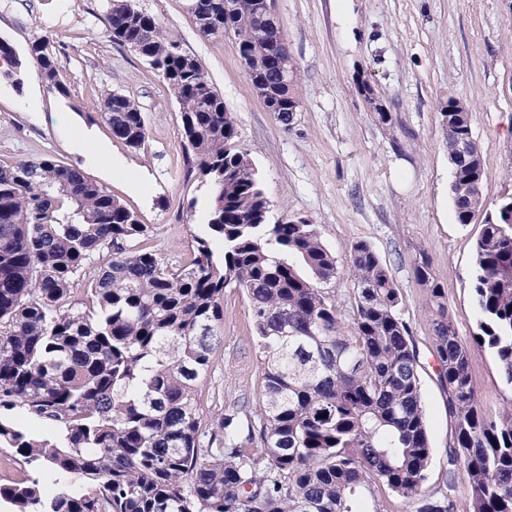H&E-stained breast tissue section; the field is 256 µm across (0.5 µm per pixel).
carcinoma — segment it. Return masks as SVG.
I'll return each mask as SVG.
<instances>
[{"label":"carcinoma","instance_id":"cac0c4a2","mask_svg":"<svg viewBox=\"0 0 512 512\" xmlns=\"http://www.w3.org/2000/svg\"><path fill=\"white\" fill-rule=\"evenodd\" d=\"M230 8H224V4ZM219 2L206 37L235 39L250 81L272 91L288 123L298 101L281 69L256 51V0ZM112 42L152 58L174 92L190 172L208 192L193 258L171 266L140 248L137 215L84 173L51 155L0 166V451L29 478L0 483L8 512H512V403L481 409L470 347L488 350L512 386V216L480 194L483 161L468 113L443 112L458 223L483 214L471 271L477 332L448 320L429 262H414L432 303L438 378L453 422L448 476L463 504L427 488L432 448L419 352L403 297L365 242L343 263L315 226L271 215L233 115L198 60L133 0H104ZM48 89H68L46 39L32 43ZM99 118L137 149L146 121L130 98L108 93ZM467 143L465 158L459 148ZM91 303L71 301L86 269ZM347 272L346 310L322 284ZM249 303L261 364L260 412L225 409L202 427L197 384L223 323L224 289ZM327 417H322V414Z\"/></svg>","mask_w":512,"mask_h":512}]
</instances>
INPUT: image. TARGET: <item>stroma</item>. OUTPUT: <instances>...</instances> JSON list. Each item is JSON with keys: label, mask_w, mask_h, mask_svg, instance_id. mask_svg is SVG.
<instances>
[{"label": "stroma", "mask_w": 512, "mask_h": 512, "mask_svg": "<svg viewBox=\"0 0 512 512\" xmlns=\"http://www.w3.org/2000/svg\"><path fill=\"white\" fill-rule=\"evenodd\" d=\"M135 3L201 63L223 96L273 215L315 224L340 260L351 244L365 242L388 268L420 351L433 449L428 486L445 488L452 422L438 382L430 296L413 262L428 258L458 335L469 339L477 321L470 270L478 227L455 217L441 114L449 99L467 105L483 157V199L491 205L512 195V0H273L301 104L288 127L256 95L233 38L202 35L187 0ZM41 38L60 53L67 95L47 89L29 54ZM0 39L24 66L21 85L0 80V165L50 154L80 169L150 225L142 248L187 264L206 193L188 172L180 106L162 78L111 41L102 0H0ZM364 80L390 122L371 112L359 88ZM110 91L143 112L140 148L115 139L99 120ZM469 372L482 408L512 402L488 350H471ZM260 373L246 296L225 288L221 339L197 387L204 420L225 407L258 411Z\"/></svg>", "instance_id": "stroma-1"}]
</instances>
